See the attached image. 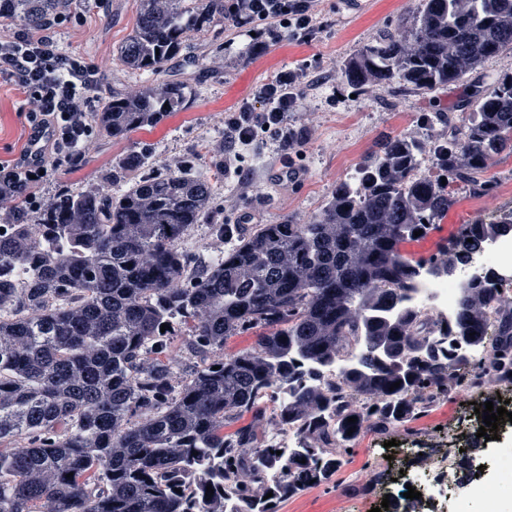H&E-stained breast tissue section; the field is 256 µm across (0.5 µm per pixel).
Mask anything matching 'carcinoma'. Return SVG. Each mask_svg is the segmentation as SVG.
Wrapping results in <instances>:
<instances>
[{
  "instance_id": "cac0c4a2",
  "label": "carcinoma",
  "mask_w": 512,
  "mask_h": 512,
  "mask_svg": "<svg viewBox=\"0 0 512 512\" xmlns=\"http://www.w3.org/2000/svg\"><path fill=\"white\" fill-rule=\"evenodd\" d=\"M136 2L117 61L156 82L102 101L92 121L104 141L181 106L188 78L169 74V63L188 36L224 19V0ZM67 8L66 0H0V19L37 29ZM506 46L512 0H422L412 24L379 34L344 73L362 92L429 94ZM472 107L464 126L448 121L429 182L407 178L422 146L389 135L360 163L362 197L342 182L306 224L242 233L213 222L224 161L213 177L191 160L138 176L141 157L11 221L0 233V512H224L227 494L244 512H278L332 481L336 450L348 453L364 423L386 433L461 385L477 394L512 387V308L494 306V270L460 286L457 338L487 352L466 371L413 318L385 316L422 265L450 275L467 262V239L512 233L510 212L497 224L461 225L427 259L400 250L414 232L435 229L455 185L487 191L493 158L512 151V74L475 92ZM114 182L127 184L119 196ZM206 221L231 244L195 268L180 242ZM20 267L30 270L22 288ZM486 307L494 308L490 325ZM173 317L177 324L161 330ZM250 330L253 348L224 353L229 337ZM360 336L370 342L372 372L347 375L342 388L305 384L297 361L327 363ZM286 382L294 397L279 405L274 387ZM271 418L297 425L305 443L297 459L284 462L263 442L259 427ZM273 465L283 468V485L256 502L263 468Z\"/></svg>"
}]
</instances>
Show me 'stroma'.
I'll return each mask as SVG.
<instances>
[{
	"label": "stroma",
	"mask_w": 512,
	"mask_h": 512,
	"mask_svg": "<svg viewBox=\"0 0 512 512\" xmlns=\"http://www.w3.org/2000/svg\"><path fill=\"white\" fill-rule=\"evenodd\" d=\"M422 0H318L312 27L303 34L272 29L256 22L215 23L208 34L190 36L172 71L191 75L181 108L157 125L126 137L103 142L91 139L84 163L62 169L34 188L40 204L59 191L81 190L98 179L119 158L141 154L150 168L172 159L189 158L210 172L209 145L224 137V116L252 103L257 86L274 80L281 71L302 76L300 103L289 113L295 142L283 148L268 137L248 146L226 145L233 167L218 181L216 212L227 224L306 223L319 213L346 172L360 164L388 135L407 134L425 139L445 130L449 117L465 118L473 89L490 90L496 77L512 73V50L485 60L462 81L434 96L386 89L356 92L343 65L381 32L397 31L418 16ZM72 20L56 29L62 47L93 63L101 74L94 95L102 100L112 91L144 81L122 70L112 54L136 22V0H73ZM24 96L0 82V163L17 159L27 142ZM490 190L472 193L458 188L448 211L436 221L434 232L402 243L409 257L428 252L439 239L455 234L460 225L483 221L485 215L512 205V154L497 156L486 172ZM483 424L467 394L440 402L410 428L361 435L349 466L329 485L299 492L280 512H372L385 495L398 492L395 482L363 488L349 474L356 467L385 471L390 460H403L408 448H450L460 462L478 464L485 451L476 433Z\"/></svg>",
	"instance_id": "stroma-1"
}]
</instances>
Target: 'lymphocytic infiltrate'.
Instances as JSON below:
<instances>
[{
    "label": "lymphocytic infiltrate",
    "instance_id": "f902f5d3",
    "mask_svg": "<svg viewBox=\"0 0 512 512\" xmlns=\"http://www.w3.org/2000/svg\"><path fill=\"white\" fill-rule=\"evenodd\" d=\"M314 0H230L232 19L273 22L288 30H303L312 21ZM19 86L25 95L30 134L44 133L38 150L24 148L13 163L0 164V206L33 202L34 178L40 172L70 168L85 159L93 133L91 102L100 83L98 68L66 52L52 33L31 36L15 32L0 36V79ZM296 74L283 72L260 85L254 104L224 119V139L248 145L268 134L292 143L287 115L298 107Z\"/></svg>",
    "mask_w": 512,
    "mask_h": 512
}]
</instances>
